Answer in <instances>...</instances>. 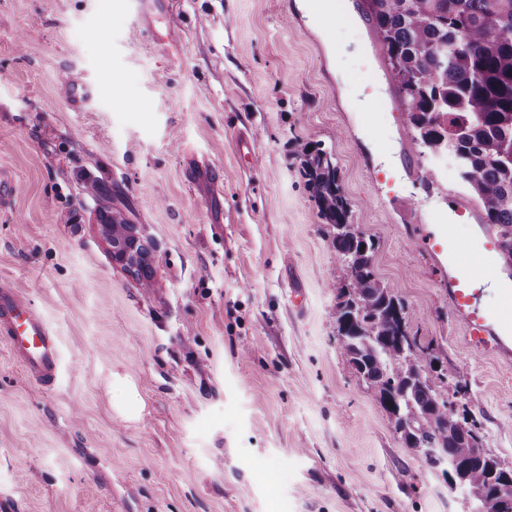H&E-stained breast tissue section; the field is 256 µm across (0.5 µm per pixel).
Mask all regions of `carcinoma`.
<instances>
[{
  "label": "carcinoma",
  "mask_w": 512,
  "mask_h": 512,
  "mask_svg": "<svg viewBox=\"0 0 512 512\" xmlns=\"http://www.w3.org/2000/svg\"><path fill=\"white\" fill-rule=\"evenodd\" d=\"M380 54L404 107L414 145L447 151L483 212V223L507 243L512 261V0H372ZM301 173L332 230L337 257L350 269L349 298L336 323L340 353L405 429L410 448L429 449V464L448 460L443 475L465 484L480 512H512L498 497L497 460L473 451L477 424L441 408L443 385L411 380L418 364L398 344L408 319L393 287L376 276L374 243L352 230L338 169L325 151L304 144Z\"/></svg>",
  "instance_id": "carcinoma-1"
}]
</instances>
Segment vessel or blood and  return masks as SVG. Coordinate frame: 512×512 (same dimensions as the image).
Segmentation results:
<instances>
[{"label": "vessel or blood", "instance_id": "vessel-or-blood-1", "mask_svg": "<svg viewBox=\"0 0 512 512\" xmlns=\"http://www.w3.org/2000/svg\"><path fill=\"white\" fill-rule=\"evenodd\" d=\"M134 13L144 29L152 31L153 21L168 13L171 0H130ZM426 245L434 250H447L448 267L461 271V278L452 283L451 302L455 311L463 314L469 337L478 345L488 343L503 347L512 339V279L501 280L500 303L495 315L497 332L489 334L482 316L471 313L475 298L472 283L475 279L496 270L502 248L494 230H487L481 239L457 244L451 225H438L428 236ZM0 338L36 382L49 384L54 380L59 351L52 329L37 315L26 298L15 288L0 281Z\"/></svg>", "mask_w": 512, "mask_h": 512}]
</instances>
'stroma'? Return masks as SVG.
<instances>
[{
    "label": "stroma",
    "instance_id": "obj_1",
    "mask_svg": "<svg viewBox=\"0 0 512 512\" xmlns=\"http://www.w3.org/2000/svg\"><path fill=\"white\" fill-rule=\"evenodd\" d=\"M0 0V280L52 326L53 384L0 339V495L16 512H469L340 353L347 269L297 157L330 154L421 365L512 468V356L474 344L420 237H483L452 160L420 153L363 0ZM91 83L80 111L65 82ZM76 222H68V215ZM135 225L152 288L101 222ZM134 13L146 33H151L153 20L169 12L171 0H130Z\"/></svg>",
    "mask_w": 512,
    "mask_h": 512
}]
</instances>
